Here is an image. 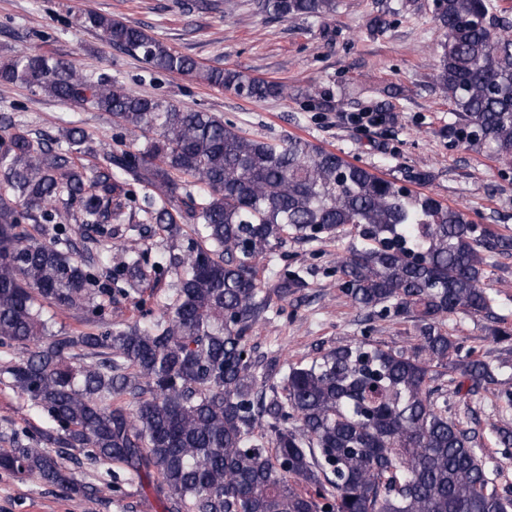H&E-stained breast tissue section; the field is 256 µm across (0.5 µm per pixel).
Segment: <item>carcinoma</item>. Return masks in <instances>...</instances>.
Masks as SVG:
<instances>
[{
    "instance_id": "cac0c4a2",
    "label": "carcinoma",
    "mask_w": 512,
    "mask_h": 512,
    "mask_svg": "<svg viewBox=\"0 0 512 512\" xmlns=\"http://www.w3.org/2000/svg\"><path fill=\"white\" fill-rule=\"evenodd\" d=\"M252 2L267 18L336 13V0ZM433 17L443 39L432 82L457 113L444 135L512 166V7L439 0ZM82 24L153 70L248 99L285 93L207 67L130 21L89 10ZM0 82L105 112L123 130L87 167L84 128L48 142L0 118V371L50 424L1 451L0 470L83 493L57 452L81 449L131 479L157 475L163 512H512L431 386L453 369L468 391L491 385L512 404V381L461 356L444 330L453 314L490 310L487 252L512 239L478 234L469 212L311 140L249 137L213 112L94 81L68 59L17 52L0 60ZM62 210L96 254L63 228L28 229ZM187 224L183 249L174 239ZM348 226L357 243L337 261L338 288L360 309L412 315L418 342L353 339L289 364L281 388L269 387L250 346L271 310L257 266L290 238L325 241ZM153 237L164 244L154 263L142 248ZM109 260L106 288L94 268ZM165 271L172 294L158 314L115 315V296L140 295ZM305 287L302 270L274 284L282 297ZM48 306L97 326L63 336Z\"/></svg>"
}]
</instances>
